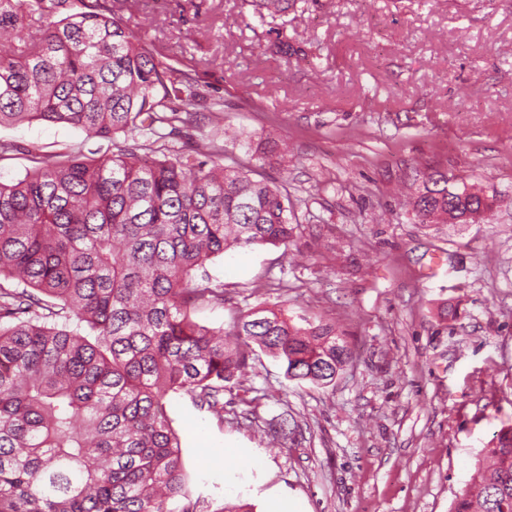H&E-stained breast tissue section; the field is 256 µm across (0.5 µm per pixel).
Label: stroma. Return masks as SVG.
Here are the masks:
<instances>
[{
  "label": "stroma",
  "mask_w": 512,
  "mask_h": 512,
  "mask_svg": "<svg viewBox=\"0 0 512 512\" xmlns=\"http://www.w3.org/2000/svg\"><path fill=\"white\" fill-rule=\"evenodd\" d=\"M110 4L155 56L196 75L210 120L170 145L212 139L241 160L252 142L290 146L287 166L256 170L287 183L294 243L208 262L224 302L198 304L194 320L306 315L352 352L322 387L254 350L220 419L170 395L192 497L252 512H450L512 425V0H297L275 19L246 0ZM0 143L3 183L47 153L123 145L36 120L0 126ZM434 170L496 198L494 217L419 224L406 195Z\"/></svg>",
  "instance_id": "1"
}]
</instances>
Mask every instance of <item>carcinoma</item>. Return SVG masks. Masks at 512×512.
Wrapping results in <instances>:
<instances>
[{
	"label": "carcinoma",
	"mask_w": 512,
	"mask_h": 512,
	"mask_svg": "<svg viewBox=\"0 0 512 512\" xmlns=\"http://www.w3.org/2000/svg\"><path fill=\"white\" fill-rule=\"evenodd\" d=\"M290 0H255L259 17ZM195 81L156 59L100 0H0V126L46 121L128 144L109 157L42 155L0 183V512L209 511L185 490L166 410L184 393L224 418V383L255 344L291 380L327 387L351 358L336 328L273 310L229 330L191 318L224 303L197 271L230 248L288 246L299 226L288 186L224 164L213 141L167 146L192 128ZM151 139L141 144L136 136ZM418 222L483 219L489 198L424 174ZM452 512H512V425Z\"/></svg>",
	"instance_id": "1"
}]
</instances>
